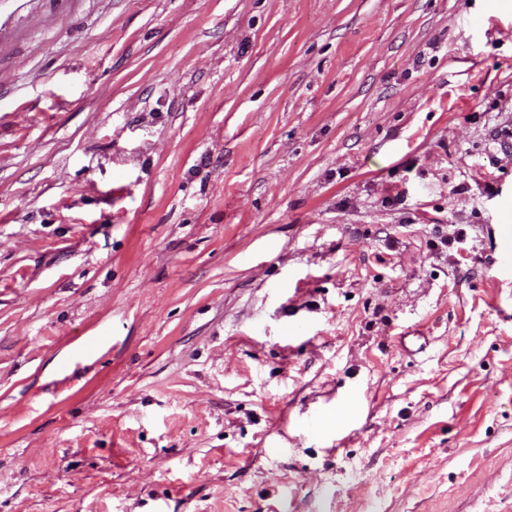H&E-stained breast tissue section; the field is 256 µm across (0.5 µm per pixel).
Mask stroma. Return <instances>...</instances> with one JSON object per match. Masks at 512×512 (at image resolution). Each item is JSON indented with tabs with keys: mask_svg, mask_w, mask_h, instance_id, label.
<instances>
[{
	"mask_svg": "<svg viewBox=\"0 0 512 512\" xmlns=\"http://www.w3.org/2000/svg\"><path fill=\"white\" fill-rule=\"evenodd\" d=\"M512 0H0V512H512ZM496 249L499 254L497 274L512 278V225L496 224Z\"/></svg>",
	"mask_w": 512,
	"mask_h": 512,
	"instance_id": "1",
	"label": "stroma"
}]
</instances>
